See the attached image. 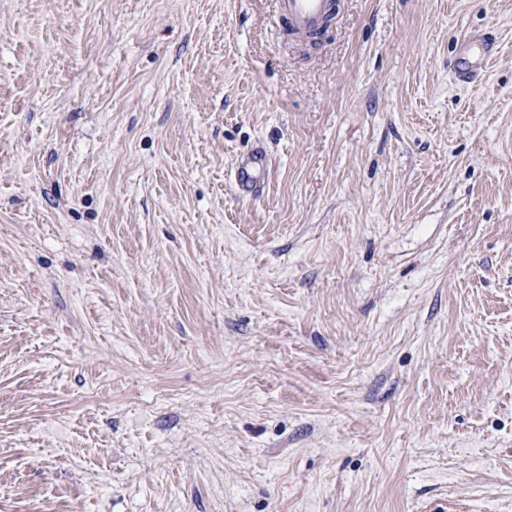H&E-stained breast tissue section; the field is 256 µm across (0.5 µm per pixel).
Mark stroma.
<instances>
[{"label": "stroma", "mask_w": 512, "mask_h": 512, "mask_svg": "<svg viewBox=\"0 0 512 512\" xmlns=\"http://www.w3.org/2000/svg\"><path fill=\"white\" fill-rule=\"evenodd\" d=\"M336 3L0 0V512H512V0ZM279 12L300 33L318 30L330 9V0H277ZM267 163L262 152H253L235 171V180L243 191L260 188L264 181Z\"/></svg>", "instance_id": "35a3bbf8"}]
</instances>
